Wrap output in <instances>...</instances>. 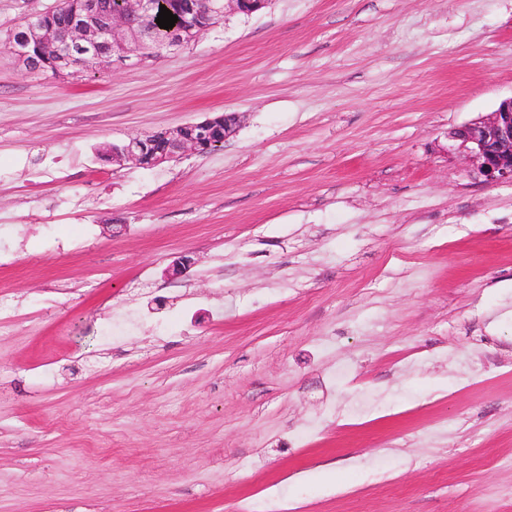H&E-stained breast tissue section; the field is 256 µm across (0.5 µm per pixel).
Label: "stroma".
<instances>
[{"instance_id":"35a3bbf8","label":"stroma","mask_w":512,"mask_h":512,"mask_svg":"<svg viewBox=\"0 0 512 512\" xmlns=\"http://www.w3.org/2000/svg\"><path fill=\"white\" fill-rule=\"evenodd\" d=\"M56 4L0 0V512H512V183L447 150L512 0H271L65 79L4 46ZM239 116L235 113H224V115H218L212 118H207L200 122L195 123H188L183 125H178L175 127L167 128L168 135L172 138V151L169 153H166L165 155L161 156L163 152L166 150L167 145L170 143V139L167 138L164 130H157L149 134L150 139L153 143V156H146L140 160L142 164L149 165H159L160 163H163L165 161H171L172 159L186 153V152H199L200 153V147L202 146L199 140L197 139H185L182 137V130L187 126H194L195 128H198L201 130V132H209L211 127L218 126L220 123H224V126H219L215 133H214V141L211 145V149H215L218 146V144H221L223 140L226 139L230 134H232L235 130L231 132V128L227 129V127L232 126V121H234L235 124H237ZM224 144V142L222 143ZM221 144V145H222ZM220 145V146H221ZM161 156L157 159L156 157ZM150 158H154V162H151ZM147 135L130 138L128 141L120 144H112L108 153L112 156V161L121 163L125 160L138 159L137 152L143 149V144Z\"/></svg>"}]
</instances>
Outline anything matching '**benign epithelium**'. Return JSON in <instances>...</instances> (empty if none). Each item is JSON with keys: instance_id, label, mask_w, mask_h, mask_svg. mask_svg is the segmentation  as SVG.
<instances>
[{"instance_id": "obj_1", "label": "benign epithelium", "mask_w": 512, "mask_h": 512, "mask_svg": "<svg viewBox=\"0 0 512 512\" xmlns=\"http://www.w3.org/2000/svg\"><path fill=\"white\" fill-rule=\"evenodd\" d=\"M201 9L206 15L222 19L226 14L239 13L250 16L262 9L269 0H201ZM154 0H124L119 10H107L98 0H84L80 12L71 16L67 29L55 33L60 57L55 77L67 78L83 71H98L106 58L101 46H118L124 55L134 56L138 61L144 57L138 48L146 41L142 21L149 16ZM30 39L24 32L12 36L8 45L10 54L24 67H30ZM238 121L234 113L222 114L193 123L201 132L224 124V136H229L232 123ZM184 126L167 129L171 137L172 151L155 159L158 165L170 161L186 152H200L197 139L182 137ZM146 137H134L126 142L112 145L108 153L112 161L121 163L138 158ZM450 148L462 153L472 164V171L486 183H512V97L500 102L497 109L487 116L472 119L453 129L449 134Z\"/></svg>"}]
</instances>
